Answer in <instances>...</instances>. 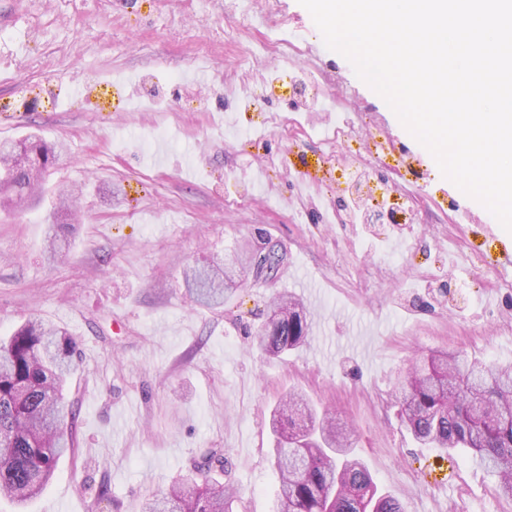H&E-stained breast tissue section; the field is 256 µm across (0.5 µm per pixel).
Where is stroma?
Segmentation results:
<instances>
[{"instance_id": "1", "label": "stroma", "mask_w": 512, "mask_h": 512, "mask_svg": "<svg viewBox=\"0 0 512 512\" xmlns=\"http://www.w3.org/2000/svg\"><path fill=\"white\" fill-rule=\"evenodd\" d=\"M226 0H0V139L31 133L62 151L27 208L0 210V336L30 317L65 328L79 368L64 392L75 446L25 512H141L145 498L194 474L239 496L233 512H278L270 421L302 392L352 432L382 492L406 512H512L474 459L415 442L395 388L435 350L512 361V233L445 179L385 101L329 50L299 0H250L267 23L228 38ZM313 45L398 168L389 202L413 224H339L329 209L343 168L320 155L340 125L290 99L266 109L305 134L263 127L238 108L255 71L242 58L267 38ZM83 187L66 259L46 251L49 191ZM280 246L277 274L246 273L223 307L190 302L182 272L232 257L242 241ZM299 298L312 330L302 349L257 347L271 300Z\"/></svg>"}]
</instances>
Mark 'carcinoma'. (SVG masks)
<instances>
[{
  "instance_id": "cac0c4a2",
  "label": "carcinoma",
  "mask_w": 512,
  "mask_h": 512,
  "mask_svg": "<svg viewBox=\"0 0 512 512\" xmlns=\"http://www.w3.org/2000/svg\"><path fill=\"white\" fill-rule=\"evenodd\" d=\"M58 146L39 135L0 140V179L17 189L18 200H0L13 209L54 166ZM68 224L50 227L48 253L66 256ZM279 248L268 242L244 248V255L184 271L186 291L208 308L224 305L236 288V265L255 278L278 271ZM305 307L291 298L274 302L258 347L278 357L308 341ZM77 364V341L67 330L39 318L22 323L0 339V497L18 506L36 498L52 479L59 459L73 447V413L64 383ZM401 418L413 436L446 452H470L497 476L498 491L512 498V364L464 360L434 351L416 361L396 388ZM298 396L283 399L272 416L280 477L279 512H405L389 495H376L369 470L352 457V442L333 418L299 420ZM216 454H205L195 477L145 504L143 512H232L237 491L210 477Z\"/></svg>"
}]
</instances>
